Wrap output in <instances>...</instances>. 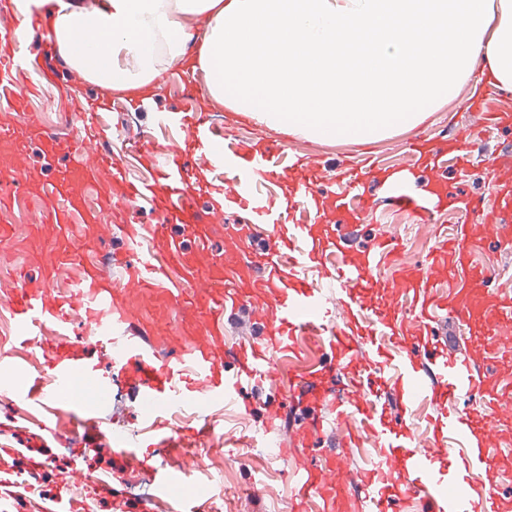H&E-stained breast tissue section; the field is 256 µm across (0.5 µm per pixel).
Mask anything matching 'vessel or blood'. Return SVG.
Segmentation results:
<instances>
[{
	"mask_svg": "<svg viewBox=\"0 0 512 512\" xmlns=\"http://www.w3.org/2000/svg\"><path fill=\"white\" fill-rule=\"evenodd\" d=\"M48 29L47 18L39 13L22 22L0 19V44L7 49L0 56L1 88L11 87L18 70L52 79V71L38 58L18 53L23 32ZM25 98V93L13 92L10 103L0 108V139L20 147L35 130L45 156H71V164L51 184L38 187L37 194L46 222L68 225L78 216L83 226L79 235L40 242L46 254L43 279L19 277L11 292L19 341H38L47 354L45 364L29 369L23 399L41 401L51 388L73 382L95 393L108 392L107 377L85 360L74 342L72 334L78 331L111 350L114 374L129 380L141 405L189 402L203 410L264 382L273 390L287 387L290 402L324 403L327 417L346 429L344 447L361 449L373 443L378 461L356 475L328 462L309 465L292 449L280 448V458L297 475L295 512H304V505L315 498L322 500L324 512H343L342 492L351 481L360 489L362 512H393L398 500L413 504L415 512H507L512 503L496 481L477 488L469 473L479 468L490 473L502 463L490 443L499 423L512 417V403L496 369L500 346L512 337V291L503 289L492 268L472 264L471 242L454 236L441 241L422 268L395 271L386 286L396 303L382 307L372 299L376 257L395 252L397 238L383 233L373 251L361 256L350 247L360 219L383 204L406 211L414 223L431 225L434 210L448 198V185L438 174L439 159L457 133L415 142L423 170L415 187L395 182L377 199L365 192L375 167L337 173L350 192L327 194L340 232L323 236L315 232L318 209L290 224L286 211L267 203L259 192V185L287 180L277 163L278 146L259 149L248 140H228L209 113H176L174 121L184 137L165 150L140 141L137 148L153 165L154 175L151 181L135 183L105 150L106 135L96 129L97 113H83L82 133L67 137L42 129L32 112L25 123H16L13 115L23 110ZM191 154L201 168L224 173L223 185L207 188L211 203L204 211L196 204L204 188L196 172L185 166ZM302 168L305 179L296 194H325L322 165L308 161ZM103 171L111 172L124 210H136L148 197L158 214L153 224L118 225L125 246L109 261L125 271L119 283L98 263L86 260L102 227L93 213L84 211L82 192ZM228 206L244 211L245 222L225 225L223 251L212 261L197 262L193 243L209 237ZM463 207L476 217L484 235H500L512 225V189L500 190L495 209L468 201ZM146 237L153 241L148 252L139 248ZM71 262L83 263V275L68 293H57L51 286L55 271ZM450 265L466 272V283L448 293L437 291L436 277ZM315 267L325 270L324 285L311 280ZM401 298L408 299L414 313L409 329L397 304ZM244 306L262 324L263 334L226 346L224 322ZM175 307L181 311L178 331L162 335L161 324ZM338 311L344 318L339 326L329 321ZM442 316L479 330L480 356L449 353L436 335L435 324ZM46 322L55 323L59 334L40 335ZM299 336L319 340V364L285 372L276 357L296 351ZM426 398L436 417L422 444L415 439L413 412L415 403ZM71 429L97 434L103 449L150 470L158 492L167 493L171 476L156 471L155 457L161 449L181 447L180 435L162 436L144 446L106 433L101 419L90 415L73 417Z\"/></svg>",
	"mask_w": 512,
	"mask_h": 512,
	"instance_id": "obj_1",
	"label": "vessel or blood"
}]
</instances>
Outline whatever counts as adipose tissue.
Wrapping results in <instances>:
<instances>
[{
  "label": "adipose tissue",
  "mask_w": 512,
  "mask_h": 512,
  "mask_svg": "<svg viewBox=\"0 0 512 512\" xmlns=\"http://www.w3.org/2000/svg\"><path fill=\"white\" fill-rule=\"evenodd\" d=\"M32 4L54 48L103 89L150 92L193 41L209 99L283 134L371 142L423 123L464 81L512 89V0ZM81 29L103 38L80 43Z\"/></svg>",
  "instance_id": "obj_1"
}]
</instances>
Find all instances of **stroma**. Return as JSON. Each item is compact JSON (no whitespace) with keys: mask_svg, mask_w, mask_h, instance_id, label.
<instances>
[{"mask_svg":"<svg viewBox=\"0 0 512 512\" xmlns=\"http://www.w3.org/2000/svg\"><path fill=\"white\" fill-rule=\"evenodd\" d=\"M179 66L166 64L164 71L155 79L154 93L144 100L140 112L128 114L112 111L108 114L110 147L113 155L127 169L130 180H147L152 176L150 168L137 159L133 144L143 133H151L159 144H167L178 136L176 127L167 125L164 118L168 113L187 107L178 74ZM54 99H47L37 91L27 96L29 111L39 113L42 124H53L55 116L64 115L71 121H79L82 113L91 111L99 103L117 100V93L106 91L88 80L80 79L64 57H57L55 63ZM481 101L487 111L498 109V96L487 90H474L471 82H463L455 97L443 102L417 129H399L370 144L351 141H322L310 136L285 135L267 128L254 120L236 114L222 105H214V118L225 133L232 137L252 139L257 146L276 141L284 144L285 151L280 163L288 171V184L302 182L304 172L295 165L292 152L316 158L327 175H334L342 162L354 165L366 160H375L379 168L396 173L400 161L411 154V139L414 133L433 135L441 129L459 125H475L479 128L476 138L482 144L483 154L475 155L467 170H460L454 156L444 157L442 176L458 195L483 201L485 207H492L496 200L495 184L501 180H512V169L494 170L490 160L501 139L502 133L494 126L484 123L481 116L470 110L473 101ZM0 161L18 167L32 184L52 181L61 168L69 165V156L62 155L55 160L43 156L37 135L28 136L23 147H15L0 141ZM112 181L107 174H100L92 186L85 189V209L97 213L101 223L119 224L130 221L133 224H151L155 221L152 203H143L140 210L123 217L119 205L102 207L103 199L113 196ZM412 226L410 216L403 211L389 208L381 210L375 219L361 223L354 238L356 251H364L368 242L376 235L390 231L403 243L401 249L404 263L419 268L425 263L429 251L435 246V237H423L421 244L409 245ZM252 409H245L234 401L198 410L187 405L179 409L142 407L133 402L121 389L115 388L106 397L71 398L67 391H59L56 400L40 403L30 402L13 395L0 399V502L7 504L9 512H28L27 495L23 488L14 487L16 473H26L34 484L45 506H53L56 496H63L62 512H113L112 499L100 495L86 500L72 494L70 478L72 468H81L85 473L104 480L117 476L124 466L121 458L98 446L96 440H89L80 457H73L55 439V431L68 426L70 414H93L101 418L106 430L146 440L151 424L158 419H169L172 427H194L200 417H207L212 430L210 438L186 443L197 453L209 456L222 453L225 461L234 465L233 479H225L223 467H207L183 474L181 469L182 451L172 449L168 455L159 458L158 463L167 471L176 474L177 480L170 488L175 498H197L211 505L213 512H239L242 500H249L251 512H292L293 501L291 479L285 465L272 455L277 445L289 440L290 434L299 429L306 418L312 416L309 408H298L287 414L276 430H268L267 419L274 412L273 394L268 385H254L249 390ZM28 412L27 419L15 417V408ZM341 434L337 426H329L325 435L313 439L311 446L302 449V456L315 464L325 459H335L340 466L355 471L371 461V452L340 447ZM44 460L42 469L30 468L31 458Z\"/></svg>","mask_w":512,"mask_h":512,"instance_id":"1","label":"stroma"}]
</instances>
